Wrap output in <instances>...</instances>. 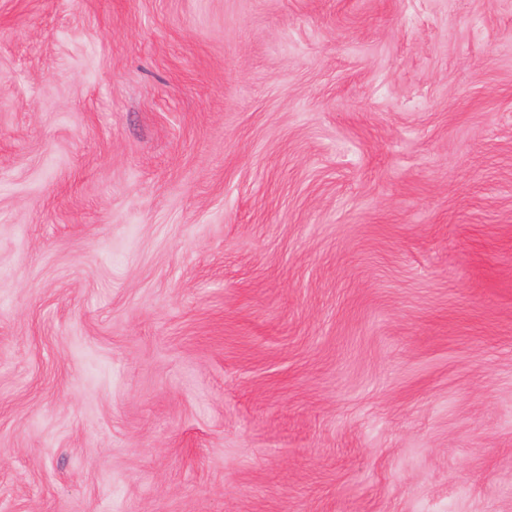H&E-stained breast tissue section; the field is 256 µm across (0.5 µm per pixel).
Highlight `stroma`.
<instances>
[{
    "instance_id": "obj_1",
    "label": "stroma",
    "mask_w": 512,
    "mask_h": 512,
    "mask_svg": "<svg viewBox=\"0 0 512 512\" xmlns=\"http://www.w3.org/2000/svg\"><path fill=\"white\" fill-rule=\"evenodd\" d=\"M0 512H512V0H0Z\"/></svg>"
}]
</instances>
